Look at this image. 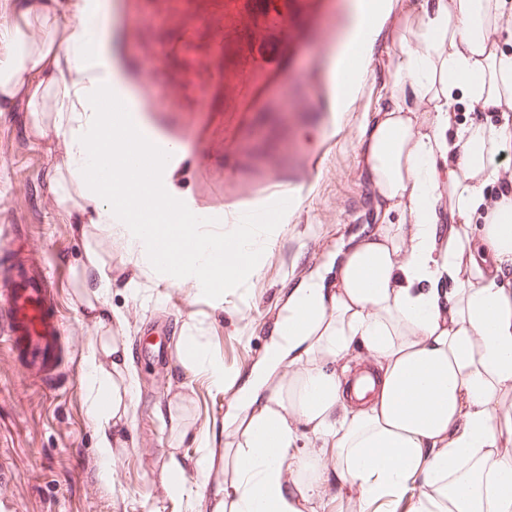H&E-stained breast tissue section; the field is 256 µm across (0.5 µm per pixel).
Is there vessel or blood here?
Segmentation results:
<instances>
[{
    "label": "vessel or blood",
    "instance_id": "b4317fda",
    "mask_svg": "<svg viewBox=\"0 0 512 512\" xmlns=\"http://www.w3.org/2000/svg\"><path fill=\"white\" fill-rule=\"evenodd\" d=\"M33 242L0 236V341L32 381L57 386L65 378L67 351L56 316V293L43 265L29 258Z\"/></svg>",
    "mask_w": 512,
    "mask_h": 512
}]
</instances>
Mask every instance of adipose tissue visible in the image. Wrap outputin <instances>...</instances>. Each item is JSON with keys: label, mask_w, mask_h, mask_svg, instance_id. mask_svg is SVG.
<instances>
[{"label": "adipose tissue", "mask_w": 512, "mask_h": 512, "mask_svg": "<svg viewBox=\"0 0 512 512\" xmlns=\"http://www.w3.org/2000/svg\"><path fill=\"white\" fill-rule=\"evenodd\" d=\"M106 0H15L11 53L0 63V103L24 99L35 133L53 110L65 145L54 176L59 203L86 213L144 269L210 292L260 270L268 225L229 233L193 231L168 184V155L146 129L103 38ZM392 0H353L349 36L333 69L345 109L371 64V45ZM512 0H432L406 8L389 102L359 139L366 178L387 222L342 250L335 288L314 281L288 302L286 343L231 416L235 481L215 512H319L327 484L355 487L364 502L405 500L413 512H512V195L485 222L483 188L512 140L504 125L472 123L448 134L459 96L497 111L512 98V52L497 20ZM71 16L59 25L60 13ZM456 153L459 166L437 161ZM181 363L224 387V365L182 326ZM370 352L367 396L344 408L348 390L328 362L354 346ZM127 350L111 333L83 355L98 454L111 462L128 423L133 380ZM112 370H101L102 361ZM290 375H279L282 364ZM331 449L285 461L299 431Z\"/></svg>", "instance_id": "ef3b65f1"}]
</instances>
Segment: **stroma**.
<instances>
[{
	"instance_id": "stroma-1",
	"label": "stroma",
	"mask_w": 512,
	"mask_h": 512,
	"mask_svg": "<svg viewBox=\"0 0 512 512\" xmlns=\"http://www.w3.org/2000/svg\"><path fill=\"white\" fill-rule=\"evenodd\" d=\"M198 2L112 0L105 24L112 62L158 141L184 149L185 165L170 180L173 193L217 214L231 207L269 209L270 188L284 185L293 195L291 209L277 217L258 275L219 292L175 285L144 271L119 244L60 208L50 176L65 159L62 139L26 130L27 113L0 104V233L26 225L55 284L70 354L68 384L48 389L33 383L0 346V512H214L212 490L235 475L219 461L199 476L190 434L224 443V416L275 340L293 288L318 273L335 281L338 251L381 222L380 199L361 165L360 130L386 101L404 9L429 0H395L373 45L363 95L344 112L333 109L331 60L349 22L350 0H278L288 28L268 30L278 53L258 67L255 80L245 79L243 67L256 50L225 28L223 16L201 28ZM214 28L224 33L227 59L193 69L177 46L186 32H195L197 54L205 56ZM188 69L209 86L206 109L179 96ZM282 81L298 103L285 123L262 107ZM94 242L112 278L101 304L84 290L95 276L83 266L84 251ZM105 307L117 319L112 332L127 347L135 381L131 423L112 451L107 481L82 369ZM156 319L176 347L182 324L196 325L223 361L229 388L212 389L176 358L145 365L138 354L142 328ZM182 428L187 437L179 436ZM176 465L192 490L182 501L172 499L168 487Z\"/></svg>"
}]
</instances>
